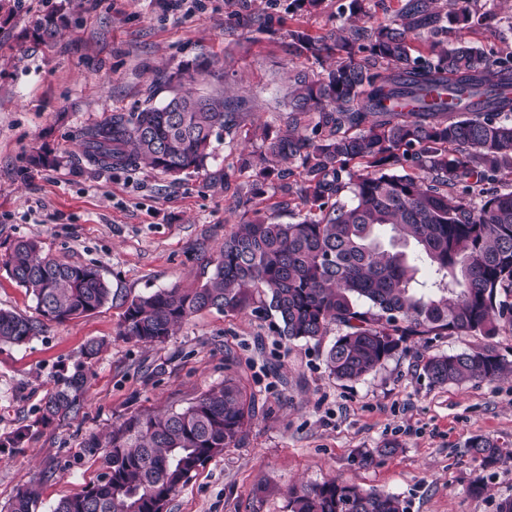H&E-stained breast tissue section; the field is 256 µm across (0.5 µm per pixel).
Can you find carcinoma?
<instances>
[{"instance_id": "cac0c4a2", "label": "carcinoma", "mask_w": 512, "mask_h": 512, "mask_svg": "<svg viewBox=\"0 0 512 512\" xmlns=\"http://www.w3.org/2000/svg\"><path fill=\"white\" fill-rule=\"evenodd\" d=\"M322 0H289L288 12L310 14ZM404 0L386 23H375L377 0H344L346 24L312 37L288 30L284 51L321 64L300 70L288 92V129L265 127L241 159L250 173L242 219L209 258L211 275L195 288L160 289L127 305L118 336L163 342L195 314L273 315L279 335L320 341L330 324L340 334L326 368L355 381L377 371L407 342L428 336H494L512 330V191L496 187L512 169V54L488 56L448 32L486 20L472 0ZM70 18L59 5L32 17L31 36L56 41ZM425 38L427 52L412 40ZM210 62L164 76L170 94L158 106L114 112L84 129L86 160L103 169L145 166L175 179L208 171L214 143L242 132L240 101L203 95L194 85ZM298 175L290 182L288 178ZM281 193L297 220L281 223L253 208L266 189ZM42 317L63 322L101 308L111 289L99 272L41 254L17 242L5 262ZM42 322L0 308V341L20 345ZM435 385L494 381L512 372L491 348L426 357ZM84 374L61 377L42 419L77 411ZM255 416L254 395L239 380L202 393L187 407L132 416L101 442L104 472L53 512H163L208 460L237 445ZM483 467L512 462V448L489 436L468 441ZM289 512H405L390 493L364 490L336 477L291 487ZM32 488L18 491L10 512H35Z\"/></svg>"}]
</instances>
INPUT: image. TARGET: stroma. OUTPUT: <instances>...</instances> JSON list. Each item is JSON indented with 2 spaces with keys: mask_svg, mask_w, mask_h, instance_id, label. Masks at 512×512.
Returning a JSON list of instances; mask_svg holds the SVG:
<instances>
[{
  "mask_svg": "<svg viewBox=\"0 0 512 512\" xmlns=\"http://www.w3.org/2000/svg\"><path fill=\"white\" fill-rule=\"evenodd\" d=\"M60 0H0V308L36 317L31 293L8 274L5 260L22 239L43 254L99 269L110 301L87 316L45 322L23 345L0 343V512L19 489L38 492L37 512L85 491L102 473L92 437L129 417L179 410L237 377L256 399L243 440L207 461L164 512H288L287 490L334 477L394 494L406 512H498L512 498V465L484 469L467 443L489 435L512 448V376L444 386L429 382L423 361L483 345L512 361V334L414 340L357 382L329 375L321 342L278 336L271 319L206 310L165 342L118 337L128 302L165 288L205 281L206 259L242 214L249 191L239 159L258 146L236 136L216 148L223 186L205 174L176 181L146 167L101 170L81 164L79 134L114 112L161 103L159 73L197 60L224 62L227 78L206 77L196 89L219 94L241 83L245 126L284 128L288 78L314 60L283 51L293 21L288 0H77L69 29L55 43L35 41L29 18ZM490 26L467 32L494 54L512 53V0H474ZM273 16L272 26L251 19ZM42 150L54 162L28 163ZM104 347L92 361L83 350ZM85 364L77 411L45 424L46 394L59 375ZM28 436L8 447L19 429ZM390 457L366 459L385 442Z\"/></svg>",
  "mask_w": 512,
  "mask_h": 512,
  "instance_id": "obj_1",
  "label": "stroma"
}]
</instances>
